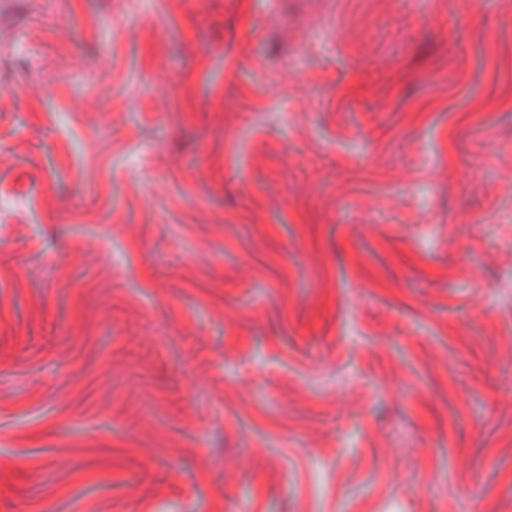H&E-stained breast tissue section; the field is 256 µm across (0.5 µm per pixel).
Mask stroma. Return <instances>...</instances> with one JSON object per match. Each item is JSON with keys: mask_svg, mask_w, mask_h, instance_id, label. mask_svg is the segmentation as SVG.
<instances>
[{"mask_svg": "<svg viewBox=\"0 0 512 512\" xmlns=\"http://www.w3.org/2000/svg\"><path fill=\"white\" fill-rule=\"evenodd\" d=\"M0 512H512V7L0 0Z\"/></svg>", "mask_w": 512, "mask_h": 512, "instance_id": "35a3bbf8", "label": "stroma"}]
</instances>
